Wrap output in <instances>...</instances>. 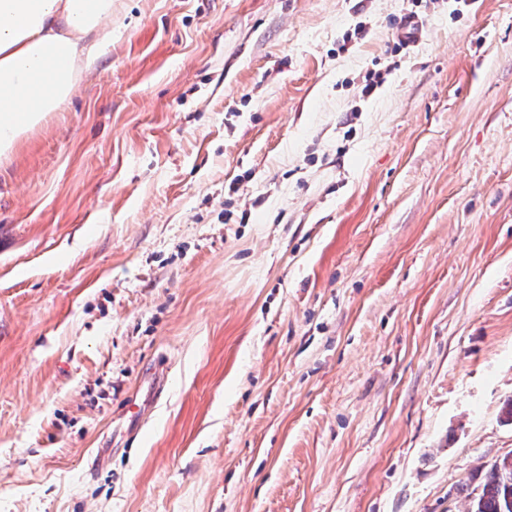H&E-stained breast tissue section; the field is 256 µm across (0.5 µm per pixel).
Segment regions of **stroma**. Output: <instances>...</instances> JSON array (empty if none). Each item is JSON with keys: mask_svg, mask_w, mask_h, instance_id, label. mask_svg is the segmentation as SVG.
Returning a JSON list of instances; mask_svg holds the SVG:
<instances>
[{"mask_svg": "<svg viewBox=\"0 0 512 512\" xmlns=\"http://www.w3.org/2000/svg\"><path fill=\"white\" fill-rule=\"evenodd\" d=\"M509 399L512 0H113L0 166V512H468Z\"/></svg>", "mask_w": 512, "mask_h": 512, "instance_id": "1", "label": "stroma"}]
</instances>
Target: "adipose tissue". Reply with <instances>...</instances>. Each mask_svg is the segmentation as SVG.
Listing matches in <instances>:
<instances>
[{"label": "adipose tissue", "mask_w": 512, "mask_h": 512, "mask_svg": "<svg viewBox=\"0 0 512 512\" xmlns=\"http://www.w3.org/2000/svg\"><path fill=\"white\" fill-rule=\"evenodd\" d=\"M113 0H0V161L75 96L112 42Z\"/></svg>", "instance_id": "obj_1"}]
</instances>
